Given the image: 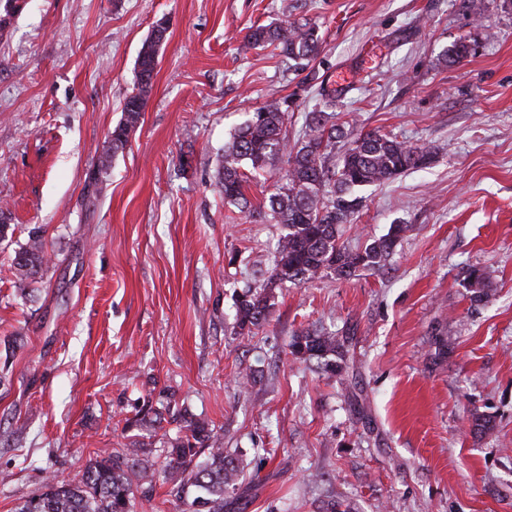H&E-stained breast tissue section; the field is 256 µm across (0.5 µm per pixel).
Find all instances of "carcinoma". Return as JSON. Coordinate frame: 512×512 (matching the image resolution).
Instances as JSON below:
<instances>
[{"label": "carcinoma", "mask_w": 512, "mask_h": 512, "mask_svg": "<svg viewBox=\"0 0 512 512\" xmlns=\"http://www.w3.org/2000/svg\"><path fill=\"white\" fill-rule=\"evenodd\" d=\"M25 0H0V37H5ZM319 27L313 23L283 21L257 26L244 37V46H272L278 55L305 70L321 51ZM160 42L148 37L138 54L136 81L123 104L122 118L112 129L108 145L90 175L95 185L111 167L112 157L125 149L145 111L159 60ZM475 51L465 38L453 43L442 55L450 65ZM290 101L274 100L258 107L249 120L224 143L216 186L224 204L238 215L258 214L269 224L284 229L268 275L246 283L234 294L235 324L241 335L254 336L269 324L275 307L276 289L290 282L307 284L332 274L348 280L362 270L385 266L408 230L392 224L388 232L352 250L341 242L340 227L350 221L358 189L384 184L410 170L424 168L432 152L396 136L376 131L361 132L346 146L339 163L332 162L336 145L344 138V127L336 123V101L329 100L311 111L297 136H288L292 122ZM284 164V172L273 184L265 203L254 206L248 195L257 174ZM48 266L39 233L29 235L16 251L12 276L22 284L36 280ZM470 300H489V276L480 268L466 271ZM289 353L297 360L315 362L330 378H341L347 368V339L324 327L307 328L294 334ZM183 436L167 450L169 475L179 481L188 512H224V494L237 485L242 473L238 459L224 452V442L194 415L183 412ZM493 420L479 413L470 419V432L477 436L494 433ZM208 449L206 460L197 463L200 449ZM151 451L133 442L123 452L101 450L89 460L78 480L71 483L48 480L41 493L18 503L14 512H136L134 487L152 482Z\"/></svg>", "instance_id": "carcinoma-1"}]
</instances>
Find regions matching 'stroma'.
Returning a JSON list of instances; mask_svg holds the SVG:
<instances>
[{
    "instance_id": "obj_1",
    "label": "stroma",
    "mask_w": 512,
    "mask_h": 512,
    "mask_svg": "<svg viewBox=\"0 0 512 512\" xmlns=\"http://www.w3.org/2000/svg\"><path fill=\"white\" fill-rule=\"evenodd\" d=\"M161 20L140 124L89 185ZM284 20L320 27L316 85L242 47ZM462 36L475 52L440 64ZM331 91L352 133L433 152L357 190L345 244L408 230L383 268L285 284L264 332L237 334L233 293L283 228L226 221L222 149L267 101L291 99L300 125ZM0 222V512L134 441L157 469L137 512H183L162 474L183 408L242 463L224 512H321L332 496L355 512H512V0H26L0 40ZM36 228L50 261L23 290L10 264ZM472 266L490 277L482 305ZM312 325L352 335L358 406L289 355ZM475 411L493 435L470 433ZM466 280L471 302L480 304L489 300V276L485 271L471 267L466 271Z\"/></svg>"
}]
</instances>
